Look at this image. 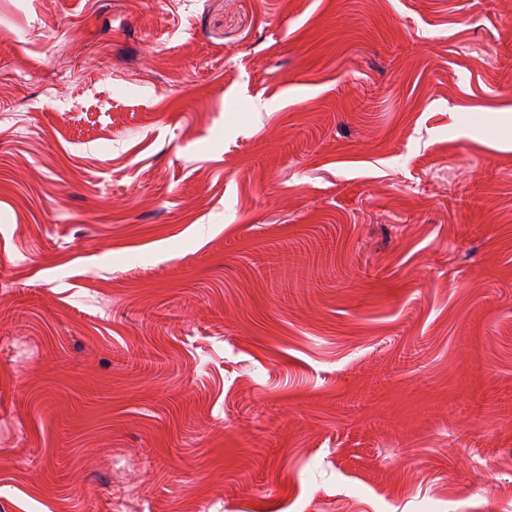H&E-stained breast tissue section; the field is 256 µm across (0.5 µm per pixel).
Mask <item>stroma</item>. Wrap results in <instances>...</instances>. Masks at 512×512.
Listing matches in <instances>:
<instances>
[{
  "instance_id": "obj_1",
  "label": "stroma",
  "mask_w": 512,
  "mask_h": 512,
  "mask_svg": "<svg viewBox=\"0 0 512 512\" xmlns=\"http://www.w3.org/2000/svg\"><path fill=\"white\" fill-rule=\"evenodd\" d=\"M0 512H512V0H0Z\"/></svg>"
}]
</instances>
